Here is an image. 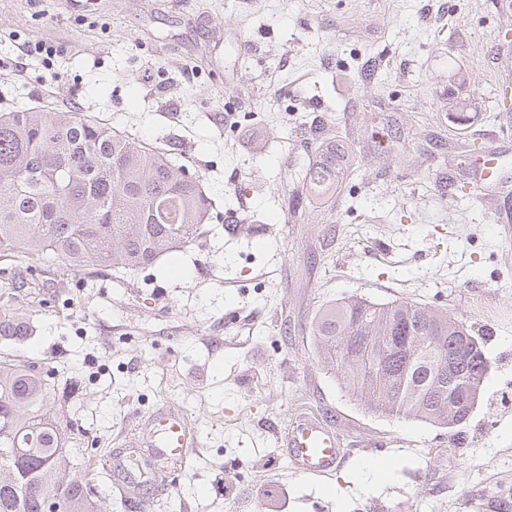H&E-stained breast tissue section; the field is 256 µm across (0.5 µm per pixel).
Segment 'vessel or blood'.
<instances>
[{
	"label": "vessel or blood",
	"instance_id": "1",
	"mask_svg": "<svg viewBox=\"0 0 512 512\" xmlns=\"http://www.w3.org/2000/svg\"><path fill=\"white\" fill-rule=\"evenodd\" d=\"M477 183L492 187L502 196L512 195V180L505 178L495 155L476 154L470 164ZM145 445L152 461L185 466L199 444L195 426L182 409L171 404L157 406L143 427ZM284 446L291 467L319 479L339 470L347 459L337 434L319 420L305 417L288 432Z\"/></svg>",
	"mask_w": 512,
	"mask_h": 512
}]
</instances>
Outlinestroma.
Here are the masks:
<instances>
[{"label": "stroma", "mask_w": 512, "mask_h": 512, "mask_svg": "<svg viewBox=\"0 0 512 512\" xmlns=\"http://www.w3.org/2000/svg\"><path fill=\"white\" fill-rule=\"evenodd\" d=\"M504 2L0 0L11 108L49 98L171 140L218 211L155 266L69 270L62 295L58 263L26 261L36 331L21 351L66 381L97 458L163 402L199 431L177 488L127 500L100 477V512H500L512 499V200L468 199L461 149L476 141L512 171V111L486 118L491 80L512 83ZM36 39L57 46L51 62L20 60L18 43ZM463 99L468 120L451 124ZM324 128L342 177L295 224L296 175ZM351 297L465 323L490 370L464 423L381 416L346 393L311 322ZM304 414L349 453L323 479L294 472L279 443Z\"/></svg>", "instance_id": "35a3bbf8"}]
</instances>
